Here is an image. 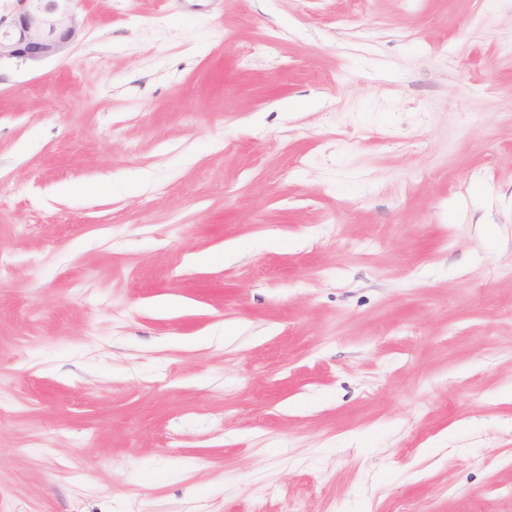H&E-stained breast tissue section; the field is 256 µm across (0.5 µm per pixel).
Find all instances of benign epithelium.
<instances>
[{"label":"benign epithelium","instance_id":"benign-epithelium-1","mask_svg":"<svg viewBox=\"0 0 512 512\" xmlns=\"http://www.w3.org/2000/svg\"><path fill=\"white\" fill-rule=\"evenodd\" d=\"M18 10L0 15V62L40 63L62 55L78 38L79 0H17Z\"/></svg>","mask_w":512,"mask_h":512}]
</instances>
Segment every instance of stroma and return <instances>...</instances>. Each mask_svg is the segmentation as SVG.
Masks as SVG:
<instances>
[{
    "label": "stroma",
    "instance_id": "1",
    "mask_svg": "<svg viewBox=\"0 0 512 512\" xmlns=\"http://www.w3.org/2000/svg\"><path fill=\"white\" fill-rule=\"evenodd\" d=\"M79 14L0 64V512H512V0Z\"/></svg>",
    "mask_w": 512,
    "mask_h": 512
}]
</instances>
